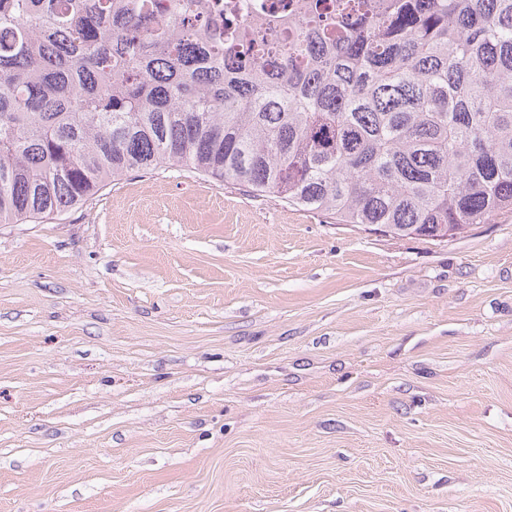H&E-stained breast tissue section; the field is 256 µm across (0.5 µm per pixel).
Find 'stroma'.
<instances>
[{"mask_svg": "<svg viewBox=\"0 0 512 512\" xmlns=\"http://www.w3.org/2000/svg\"><path fill=\"white\" fill-rule=\"evenodd\" d=\"M0 512H512V213L397 238L162 168L0 224Z\"/></svg>", "mask_w": 512, "mask_h": 512, "instance_id": "35a3bbf8", "label": "stroma"}]
</instances>
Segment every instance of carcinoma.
<instances>
[{
  "instance_id": "carcinoma-1",
  "label": "carcinoma",
  "mask_w": 512,
  "mask_h": 512,
  "mask_svg": "<svg viewBox=\"0 0 512 512\" xmlns=\"http://www.w3.org/2000/svg\"><path fill=\"white\" fill-rule=\"evenodd\" d=\"M0 0V224L180 167L391 236L512 211V0Z\"/></svg>"
}]
</instances>
